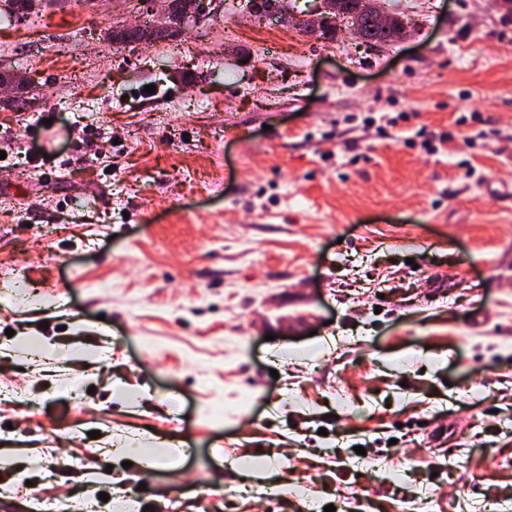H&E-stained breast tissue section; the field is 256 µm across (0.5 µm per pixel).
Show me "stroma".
I'll return each mask as SVG.
<instances>
[{
	"label": "stroma",
	"mask_w": 512,
	"mask_h": 512,
	"mask_svg": "<svg viewBox=\"0 0 512 512\" xmlns=\"http://www.w3.org/2000/svg\"><path fill=\"white\" fill-rule=\"evenodd\" d=\"M385 6L371 48L243 0L142 45L123 0L0 23V489L37 490L0 512H512V9Z\"/></svg>",
	"instance_id": "obj_1"
}]
</instances>
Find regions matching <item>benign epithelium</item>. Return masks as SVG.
Here are the masks:
<instances>
[{
  "instance_id": "obj_1",
  "label": "benign epithelium",
  "mask_w": 512,
  "mask_h": 512,
  "mask_svg": "<svg viewBox=\"0 0 512 512\" xmlns=\"http://www.w3.org/2000/svg\"><path fill=\"white\" fill-rule=\"evenodd\" d=\"M146 13L153 18L149 29L138 39L140 43H150L158 34L170 32L174 29H185L190 24H205L217 16L224 8V0H141ZM363 9L376 16L377 20L392 28L388 42H395L406 33L407 22L404 19L387 14L381 0H360ZM253 17L275 19L281 23H303L310 34L319 32L320 26L327 22L329 13L334 11L331 0H318L313 17L305 15L295 16L286 8L285 2L262 5L260 0H253L248 5Z\"/></svg>"
}]
</instances>
